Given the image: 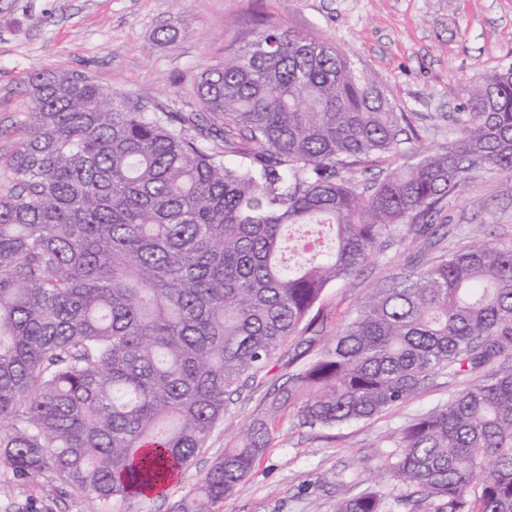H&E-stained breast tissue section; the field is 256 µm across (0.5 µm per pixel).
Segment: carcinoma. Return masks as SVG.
<instances>
[{"instance_id": "1", "label": "carcinoma", "mask_w": 512, "mask_h": 512, "mask_svg": "<svg viewBox=\"0 0 512 512\" xmlns=\"http://www.w3.org/2000/svg\"><path fill=\"white\" fill-rule=\"evenodd\" d=\"M193 86L201 113L148 112L95 81L38 69L0 197V466L46 472L93 504L166 497L227 402L406 227L422 233L485 174L512 177V65L464 83L448 146L359 191L411 127L325 41L259 21ZM243 161L224 162L219 143ZM334 245L293 266L288 228ZM512 348V246L442 256L368 298L266 415L174 504L219 512L287 405L305 426L370 419L446 367ZM394 466L434 512H512V372L493 371L403 429ZM336 512H392L366 490ZM407 162V158L403 156H394L382 162H373L363 165V167L354 174L356 181H359L360 192H364L363 187L365 184L370 185V180L378 176L379 172H385L387 169L402 166Z\"/></svg>"}]
</instances>
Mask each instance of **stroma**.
<instances>
[{"label":"stroma","instance_id":"stroma-1","mask_svg":"<svg viewBox=\"0 0 512 512\" xmlns=\"http://www.w3.org/2000/svg\"><path fill=\"white\" fill-rule=\"evenodd\" d=\"M337 45L371 72L389 104L408 113L414 148L434 150L458 135L463 81L512 63V0H0V195L23 130L24 89L37 69L85 76L127 98L149 92L148 109L189 113L205 67L254 37L259 19ZM430 234L403 232L348 282L325 289L313 330L290 341L269 367L232 396L226 419L185 471L186 493L241 429L263 415L302 365L376 290L445 252L493 240L512 244V177L488 174L449 198ZM483 370L433 374L408 401L368 420L301 425L292 408L221 512H334L366 489L395 498L394 512H427V502L392 474L398 432L447 406ZM88 502L46 473L29 481L0 472V512H87Z\"/></svg>","mask_w":512,"mask_h":512}]
</instances>
